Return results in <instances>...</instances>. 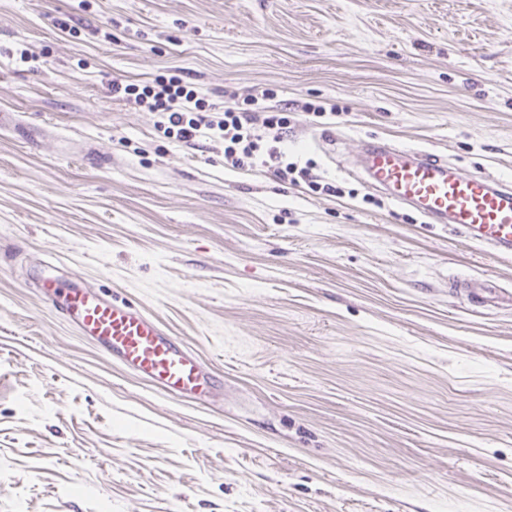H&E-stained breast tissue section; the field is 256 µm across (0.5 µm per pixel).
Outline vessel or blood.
Listing matches in <instances>:
<instances>
[{
    "label": "vessel or blood",
    "mask_w": 512,
    "mask_h": 512,
    "mask_svg": "<svg viewBox=\"0 0 512 512\" xmlns=\"http://www.w3.org/2000/svg\"><path fill=\"white\" fill-rule=\"evenodd\" d=\"M363 170L371 186L387 190L397 204L428 220L451 224L465 239L499 259L512 258V184L483 173L461 174L442 155L411 150L387 140L368 143ZM53 308L141 378L159 383L172 396L202 398L214 383L200 365L149 316L106 300L75 280L45 283ZM462 292L474 303L512 310V291L483 280L465 281Z\"/></svg>",
    "instance_id": "obj_1"
}]
</instances>
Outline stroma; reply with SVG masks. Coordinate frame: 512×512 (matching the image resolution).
I'll use <instances>...</instances> for the list:
<instances>
[{
  "instance_id": "obj_1",
  "label": "stroma",
  "mask_w": 512,
  "mask_h": 512,
  "mask_svg": "<svg viewBox=\"0 0 512 512\" xmlns=\"http://www.w3.org/2000/svg\"><path fill=\"white\" fill-rule=\"evenodd\" d=\"M72 18L76 34L57 19ZM266 88L289 161L343 195L178 145L108 83ZM382 137L512 182V0H0V512H512V289L369 187ZM136 303L218 379L173 398L45 279ZM455 288H462L460 293L480 306L495 309L512 310V291L497 288V284L490 280L480 282L463 281L457 283Z\"/></svg>"
}]
</instances>
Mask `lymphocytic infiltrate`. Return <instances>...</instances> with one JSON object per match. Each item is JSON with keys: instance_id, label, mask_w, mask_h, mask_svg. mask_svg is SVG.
I'll use <instances>...</instances> for the list:
<instances>
[{"instance_id": "1", "label": "lymphocytic infiltrate", "mask_w": 512, "mask_h": 512, "mask_svg": "<svg viewBox=\"0 0 512 512\" xmlns=\"http://www.w3.org/2000/svg\"><path fill=\"white\" fill-rule=\"evenodd\" d=\"M110 87L113 97L154 112L155 128L164 138L186 146L200 140L223 143L225 167L239 171L262 167L284 183H302L328 193L337 190L322 181L313 164L288 160L283 142L292 117L287 110L269 107L270 91L245 95L228 86L226 104L219 107L177 68L145 84L115 78Z\"/></svg>"}]
</instances>
